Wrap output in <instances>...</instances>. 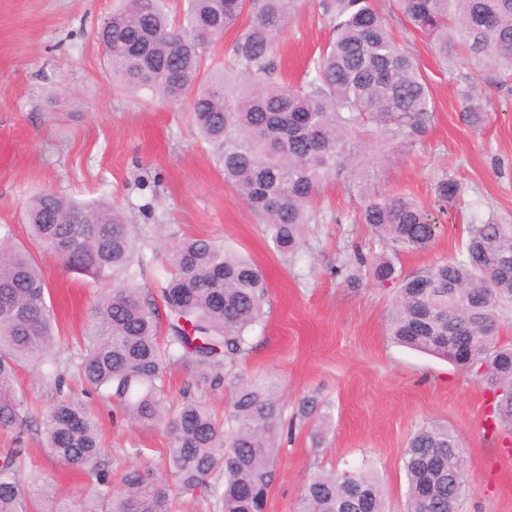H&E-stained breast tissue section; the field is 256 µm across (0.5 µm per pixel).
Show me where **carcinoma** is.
Wrapping results in <instances>:
<instances>
[{
  "mask_svg": "<svg viewBox=\"0 0 512 512\" xmlns=\"http://www.w3.org/2000/svg\"><path fill=\"white\" fill-rule=\"evenodd\" d=\"M409 28L423 35L443 67L466 63L512 72V0H395ZM300 0H188L174 23L162 0H121L95 31L112 77L130 90L150 89L171 101L189 99L192 121L212 145L224 183L263 218L276 250L294 256L313 203L340 174L354 175L355 141L373 127L390 142L422 135L433 118L430 87L413 54L396 38L372 0H317L332 41L303 81L274 78L273 48ZM247 27L221 69L206 52L235 28ZM438 199L454 203L460 183L446 176ZM32 242L73 273L103 286L77 363L90 392L110 401L134 425L164 426L165 473L124 471L120 488L102 462L105 448L91 405L65 394L45 420V447L84 475L89 491L58 498L47 480L24 490L17 449L0 462V512H173L177 494L206 495L213 512H260L281 448L283 404L273 388L239 380L219 419L191 397L173 403L167 373L175 365L213 387L224 365L248 358L251 332L264 315L266 278L250 258L204 237H183L164 251V274L151 293L138 284L143 261L124 211L44 191L26 205ZM361 223L393 254L427 248L438 227L407 196L369 197ZM457 257L413 275L398 274L384 255L357 253L381 287H392L393 340L450 360L492 396V429L512 436V341L489 333L512 307V224H470ZM49 289L30 251L0 232V428L33 420L22 413L14 384L37 368L62 390L53 350L60 340ZM299 417L321 440L329 415L321 401L302 400ZM463 452L446 424H428L403 452L407 512H456L466 492ZM300 512H385L369 464L315 472Z\"/></svg>",
  "mask_w": 512,
  "mask_h": 512,
  "instance_id": "obj_1",
  "label": "carcinoma"
}]
</instances>
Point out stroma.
Instances as JSON below:
<instances>
[{"mask_svg":"<svg viewBox=\"0 0 512 512\" xmlns=\"http://www.w3.org/2000/svg\"><path fill=\"white\" fill-rule=\"evenodd\" d=\"M375 2L429 81L432 122L395 151L379 132L362 135L358 177L325 185L298 255L285 257L266 238L261 218L225 185L211 147L189 121L188 101L131 92L109 75L95 29L115 0H0V226L27 243L24 206L51 190L119 205L133 235L160 224L170 242L213 237L262 268L265 319L252 333L249 359L233 372L276 381L283 423L292 429L273 466L265 512H297L302 484L315 471L366 462L378 474L388 512H406L403 451L418 428L433 422L448 424L462 442L466 495L458 512H512V451L488 428L486 390L448 361L394 344L386 321L393 291L354 263L356 251L381 250L359 221L366 192L411 197L435 216L440 231L430 246L395 257L404 275L448 260L467 225L512 224V75L490 67L443 73L393 0ZM331 35L318 9L303 0L274 45L284 80L297 84ZM472 89L485 115L480 128L465 119ZM448 175L462 187L454 206L435 192ZM34 256L58 316L64 390L84 398L75 365L99 287L67 272L46 249L35 248ZM354 272L359 282L348 283ZM307 395L318 396L331 415L319 444L311 424L298 419ZM92 404L113 478L132 465L164 471L163 428L134 427L112 403ZM43 440L38 423L0 429V459L21 449L24 481L47 478L60 496L81 494L79 476L54 460ZM140 448L145 456H137Z\"/></svg>","mask_w":512,"mask_h":512,"instance_id":"obj_1","label":"stroma"}]
</instances>
